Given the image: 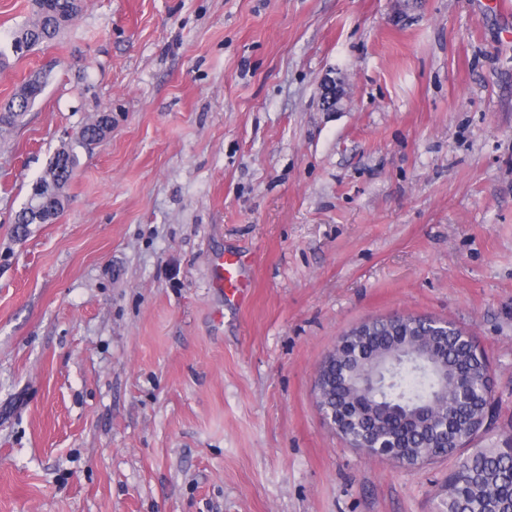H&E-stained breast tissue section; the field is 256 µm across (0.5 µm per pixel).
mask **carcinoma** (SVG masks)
<instances>
[{"label":"carcinoma","mask_w":512,"mask_h":512,"mask_svg":"<svg viewBox=\"0 0 512 512\" xmlns=\"http://www.w3.org/2000/svg\"><path fill=\"white\" fill-rule=\"evenodd\" d=\"M81 10L78 0H32L31 19L12 34V52L19 56L56 39L78 20ZM44 88L40 78H30L0 106V137L18 126ZM110 125L108 115H99L83 127L78 146L99 142ZM78 163L76 148L62 147L40 178L50 191L42 206L55 216L64 208V188ZM399 339L407 345L399 355L401 359L418 356L417 340H424L431 356L448 371L447 395L439 394L433 370L418 372L406 366L390 387L366 386L363 374L369 364ZM344 349L347 358L336 363V377L325 385L319 408L348 411L351 422L344 439L349 445L358 447L387 439L394 454L412 464H422L457 452L439 438V430L468 431L480 422L487 396L486 365L461 339L458 328L434 334L428 318L376 319L366 335L351 337ZM443 506L444 512H512V452L504 448L476 449L448 477Z\"/></svg>","instance_id":"1"}]
</instances>
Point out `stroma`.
<instances>
[{
    "label": "stroma",
    "mask_w": 512,
    "mask_h": 512,
    "mask_svg": "<svg viewBox=\"0 0 512 512\" xmlns=\"http://www.w3.org/2000/svg\"><path fill=\"white\" fill-rule=\"evenodd\" d=\"M30 16L0 0V102L49 74L0 137V512H442L471 449L512 448V0H82L19 59ZM103 112L63 211L15 236ZM394 314L453 322L493 375L487 426L411 470L314 394ZM110 125L111 121L107 114L99 115L97 119L83 127L78 146L84 148L99 142L106 136L107 127ZM217 279L225 288V294L231 293L232 297L239 299L245 298V289L248 288L247 282L241 274V257L231 253H225L216 263Z\"/></svg>",
    "instance_id": "stroma-1"
}]
</instances>
